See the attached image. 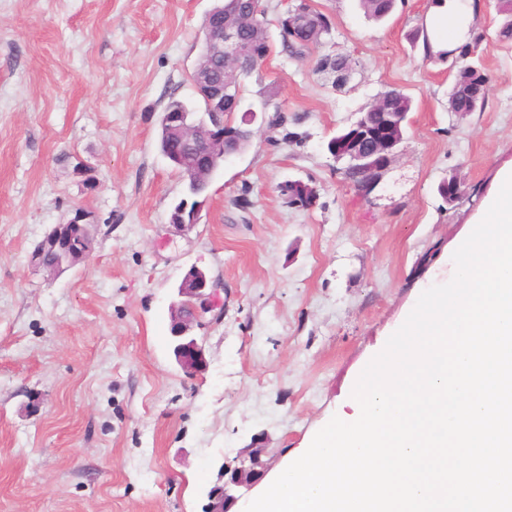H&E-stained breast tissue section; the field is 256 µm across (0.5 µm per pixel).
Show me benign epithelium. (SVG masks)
<instances>
[{
  "instance_id": "obj_1",
  "label": "benign epithelium",
  "mask_w": 512,
  "mask_h": 512,
  "mask_svg": "<svg viewBox=\"0 0 512 512\" xmlns=\"http://www.w3.org/2000/svg\"><path fill=\"white\" fill-rule=\"evenodd\" d=\"M223 16L220 25L208 28L203 40L206 62L194 68L191 74L195 93L201 95L206 103L207 112L198 117L188 112H164L161 115L163 125L188 139L202 137L211 154L209 173H215L229 152L224 149L227 139H251L252 130L247 128L256 116V112L244 113L245 127L236 128L230 135L224 134V118L231 117L238 110L237 101L224 100V78L236 74L239 58L247 47L240 35L239 25L244 15H226L224 10H212L209 15ZM400 112L388 113L386 123L373 134L364 133L366 113H360L358 119L332 142L331 155L338 161H345V168L355 172L356 186L360 194L368 196L384 172L396 158L397 149L403 139ZM87 214L78 209L74 216L64 224L55 225L38 243L31 254V263L38 265L41 250L48 244H59L77 231L88 238ZM180 301L174 305V316L170 324V333L175 339L174 354L180 367L187 373H196L206 365L202 344L192 335L194 328L202 325L208 313L220 308L217 289L205 273L193 266L185 274L177 287ZM264 449L252 447L231 459H225L219 468V477L206 492V503L202 512H230V508L239 500L236 492L254 487L265 473L262 455Z\"/></svg>"
}]
</instances>
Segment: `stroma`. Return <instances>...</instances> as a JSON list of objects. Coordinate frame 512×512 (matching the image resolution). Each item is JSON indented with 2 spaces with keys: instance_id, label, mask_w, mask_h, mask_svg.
Returning <instances> with one entry per match:
<instances>
[{
  "instance_id": "stroma-1",
  "label": "stroma",
  "mask_w": 512,
  "mask_h": 512,
  "mask_svg": "<svg viewBox=\"0 0 512 512\" xmlns=\"http://www.w3.org/2000/svg\"><path fill=\"white\" fill-rule=\"evenodd\" d=\"M216 0H0V512H201L224 459L264 448L266 476L340 414L360 372L452 256L512 162V40L478 6L489 77L478 112H452L459 68L423 53L430 0L377 22L359 0H311L330 35L302 59L264 0L270 53L244 89L281 106L211 181L198 224L169 222L184 185L158 148L169 96L190 75ZM346 56L350 81L316 69ZM412 101L398 156L369 197L328 140L391 89ZM297 133L283 142L285 131ZM457 176L447 204L438 186ZM315 186L288 206L281 183ZM248 207H239V198ZM88 213L91 253L56 274L30 254ZM220 286L219 322L194 329L207 366L189 374L170 339L191 266Z\"/></svg>"
}]
</instances>
